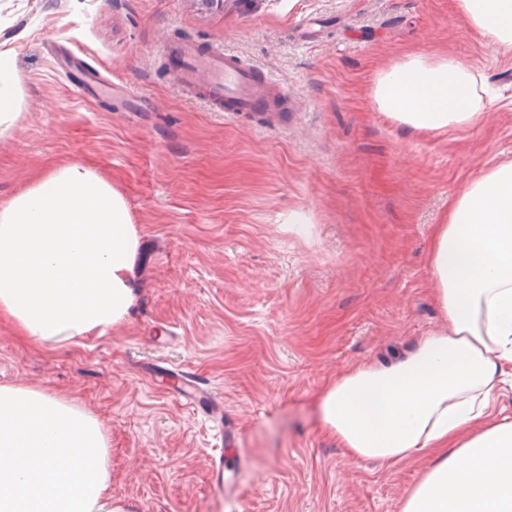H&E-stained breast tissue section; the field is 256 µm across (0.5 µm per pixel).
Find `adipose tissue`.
<instances>
[{
	"label": "adipose tissue",
	"instance_id": "obj_1",
	"mask_svg": "<svg viewBox=\"0 0 512 512\" xmlns=\"http://www.w3.org/2000/svg\"><path fill=\"white\" fill-rule=\"evenodd\" d=\"M460 9L512 47V0ZM477 81L450 55H409L378 71L371 97L394 123L440 133L482 120ZM21 102L0 51V134ZM138 245L111 183L75 162L51 168L0 201V321L49 349L105 333L135 305ZM429 266L443 326L397 360L339 374L319 396L322 424L358 461L431 457L401 512H512V421L493 412L512 378V162L453 200ZM0 512H130L112 498L105 424L68 397L0 385Z\"/></svg>",
	"mask_w": 512,
	"mask_h": 512
}]
</instances>
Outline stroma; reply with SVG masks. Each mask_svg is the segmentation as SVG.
<instances>
[{
    "instance_id": "obj_1",
    "label": "stroma",
    "mask_w": 512,
    "mask_h": 512,
    "mask_svg": "<svg viewBox=\"0 0 512 512\" xmlns=\"http://www.w3.org/2000/svg\"><path fill=\"white\" fill-rule=\"evenodd\" d=\"M236 54L288 92V125L210 111L169 46ZM21 117L0 200L55 163L92 169L136 224L137 300L105 335L44 349L0 323V385L102 420L134 512H401L423 464L356 461L322 425L340 371L441 326L428 241L462 187L512 159V53L457 0H0ZM454 56L493 99L445 134L397 126L371 86L408 54ZM216 396H182L183 373ZM240 480L237 499L212 466Z\"/></svg>"
}]
</instances>
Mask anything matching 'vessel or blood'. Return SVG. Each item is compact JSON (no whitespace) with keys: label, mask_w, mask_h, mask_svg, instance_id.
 Wrapping results in <instances>:
<instances>
[{"label":"vessel or blood","mask_w":512,"mask_h":512,"mask_svg":"<svg viewBox=\"0 0 512 512\" xmlns=\"http://www.w3.org/2000/svg\"><path fill=\"white\" fill-rule=\"evenodd\" d=\"M177 79L213 112H267L273 106L275 79L239 56L213 47L179 48Z\"/></svg>","instance_id":"vessel-or-blood-1"}]
</instances>
